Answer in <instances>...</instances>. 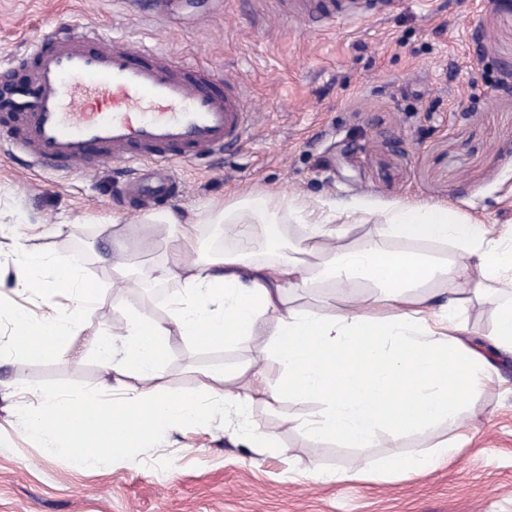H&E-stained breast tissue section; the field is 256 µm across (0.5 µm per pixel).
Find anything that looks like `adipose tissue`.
<instances>
[{"label":"adipose tissue","instance_id":"ef3b65f1","mask_svg":"<svg viewBox=\"0 0 512 512\" xmlns=\"http://www.w3.org/2000/svg\"><path fill=\"white\" fill-rule=\"evenodd\" d=\"M285 208L307 229L292 250L273 235H259L258 225L279 221L270 197L264 195L234 197L206 215L171 210L148 215L147 223L180 248L196 249L197 227L203 223L221 226L229 245L221 257L192 264L186 276L176 264L140 274L117 259L115 289L139 288L148 279L178 278L184 284L168 319L138 310L127 316L121 333L97 337L103 368L137 378L142 388L130 392L119 417L86 399L66 405L54 395H42L29 433L56 453L71 451L79 443L89 446L81 459L89 465L103 456L124 458L154 430L201 422L209 411L243 418L260 394L275 399L288 394L320 403L318 412L291 418L320 444L330 440L342 447L368 448L381 430L397 444L411 430L458 425L463 398L483 386L488 357L460 337L462 326L455 313L460 288L447 263L420 251L391 248L390 243L399 239L455 244L458 270L475 272L477 285L512 286V241L492 238L486 225L441 203L397 202L376 211L362 201L335 206L294 197ZM375 216L380 224H372ZM366 223L373 226L369 244L359 248L347 242L345 227ZM317 248L325 258L310 263ZM14 264L17 287L32 295L44 293L55 281L76 287L81 276L75 256L25 245L16 248ZM435 280L448 292L447 302L406 298V289ZM315 281L339 286L340 307L288 305L286 294ZM359 281L384 288L383 297L357 296L354 285ZM175 331L227 348L254 336L268 337L288 386L271 385L253 366L235 373L216 366L203 374L201 389L209 395L208 405L194 395L176 400L162 396L158 379ZM14 335L33 338L28 354L38 360L56 357L71 341L68 322L23 311L14 317ZM451 453L444 444L430 451L397 452L386 466L411 477L447 461Z\"/></svg>","mask_w":512,"mask_h":512}]
</instances>
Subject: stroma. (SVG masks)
Masks as SVG:
<instances>
[{
    "label": "stroma",
    "mask_w": 512,
    "mask_h": 512,
    "mask_svg": "<svg viewBox=\"0 0 512 512\" xmlns=\"http://www.w3.org/2000/svg\"><path fill=\"white\" fill-rule=\"evenodd\" d=\"M164 25L153 0H0V60L22 54L56 26L90 23L104 39L122 36L160 46L180 60L209 66L243 83L251 138L219 158L179 164L181 196L137 203L121 191L120 166L86 175L22 169L0 145V512H512V355L492 361L485 387L463 404L461 423L411 431L407 449L458 439L460 451L420 476L324 483L316 472L378 469L393 452L378 432L371 447L317 444L291 415L317 411L297 397L269 406L255 398L253 425L274 448H253L232 420L160 430L129 457L83 468L45 451L26 431L39 395L92 399L121 409L125 394L98 364L94 332L120 331L145 309L167 318L172 300L114 290L112 260L133 245L128 264L189 262L156 230L149 214L205 210L231 194L448 203L472 220L512 236V0H404L393 13L352 24L315 20L297 27L261 0H168ZM123 221L111 226L113 214ZM31 246L81 251L79 288L33 296L15 290L16 235ZM458 313L466 342L481 344L494 324L500 288L473 291L461 276ZM95 296L93 325L61 358L32 360L13 345L14 309L71 319L84 293ZM254 361L271 384L285 369L255 336L222 348L172 335L161 372L163 394L196 389L200 369Z\"/></svg>",
    "instance_id": "stroma-1"
}]
</instances>
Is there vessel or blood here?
Instances as JSON below:
<instances>
[{
	"instance_id": "b4317fda",
	"label": "vessel or blood",
	"mask_w": 512,
	"mask_h": 512,
	"mask_svg": "<svg viewBox=\"0 0 512 512\" xmlns=\"http://www.w3.org/2000/svg\"><path fill=\"white\" fill-rule=\"evenodd\" d=\"M322 19L382 15L402 0H320ZM33 87L19 93L7 129L31 165L80 172L90 165L154 164L131 183L136 194H176V164L241 143L250 130L245 91L211 68L94 27L65 30L30 55Z\"/></svg>"
}]
</instances>
